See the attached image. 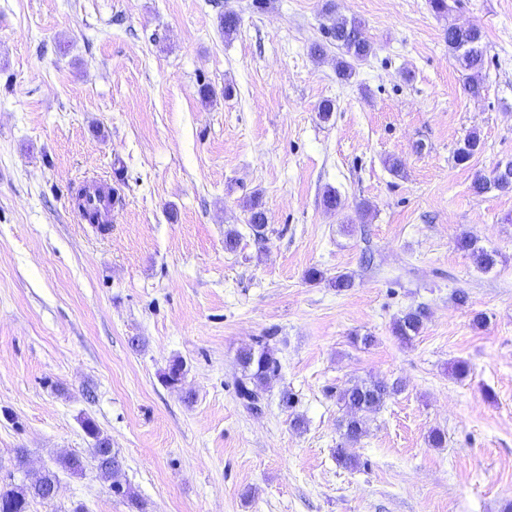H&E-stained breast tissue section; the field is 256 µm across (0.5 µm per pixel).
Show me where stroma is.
Returning a JSON list of instances; mask_svg holds the SVG:
<instances>
[{
	"instance_id": "obj_1",
	"label": "stroma",
	"mask_w": 512,
	"mask_h": 512,
	"mask_svg": "<svg viewBox=\"0 0 512 512\" xmlns=\"http://www.w3.org/2000/svg\"><path fill=\"white\" fill-rule=\"evenodd\" d=\"M329 4L374 47L347 82L336 47L310 52ZM448 6L0 0V479L58 473L56 497L29 512H131L95 465L57 470L87 453L86 416L144 512H507L512 192L472 180L512 162V0ZM452 24L484 31L480 97L448 50ZM473 133L482 151L457 164ZM91 180L120 198L105 235L74 208ZM329 189L342 210L324 208ZM255 191L260 240L244 207ZM465 232L498 252L492 270L459 248ZM313 267L323 281L306 280ZM341 273L352 287L331 286ZM420 306L421 333L401 341L394 321ZM262 343L281 369L255 413L236 357ZM176 359L185 375L169 386ZM358 380L402 390L347 469L337 395Z\"/></svg>"
}]
</instances>
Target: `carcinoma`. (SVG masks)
I'll return each instance as SVG.
<instances>
[{"label":"carcinoma","instance_id":"carcinoma-1","mask_svg":"<svg viewBox=\"0 0 512 512\" xmlns=\"http://www.w3.org/2000/svg\"><path fill=\"white\" fill-rule=\"evenodd\" d=\"M330 25L325 27L326 38L341 49L342 57L336 63V73L340 80L347 82L355 74L354 63L367 58L372 52V45L367 42L361 32V22L347 20L335 14L333 6L326 8ZM448 50L452 52L459 65L470 72V81L465 86L466 91L473 97L481 95L482 84L480 74L485 63L484 33L481 27L470 25L448 27ZM483 148L480 137L473 133L460 146L455 154L456 162L468 163ZM477 193L491 189L500 192H512V183H498L491 176L478 173L472 184ZM91 190L80 189L76 193L75 202L83 218L94 223L100 220L99 214L90 205ZM249 213L248 224L255 235L261 239L267 223V217L259 194L251 195L246 205ZM460 247L471 252L476 264L484 269L494 268L498 262V253L477 244V240L468 234L459 238ZM427 319V311L423 307L410 310L397 318L393 323V333L402 341H410L421 332ZM237 361L242 367L243 378L237 383L239 399L246 405L257 394V388L265 385L281 368L280 362L272 348L264 345L257 349L246 348L239 352ZM185 367L182 361L176 359L169 364L163 373V380L170 386L181 383ZM401 390V385H387L381 381L356 382L339 392L338 401L346 410V415L338 423L342 438L346 442L356 444L367 433L370 415L376 413L386 400ZM86 435L92 440L89 448V458L96 465L99 477L104 481L113 480L116 455L112 453L110 439L103 434L97 423L87 417L82 420ZM59 467L72 474L81 475L86 469V457L77 453L63 455L58 461ZM57 486L53 475H44L30 483L13 485L11 483L0 488V512H28L30 501L53 499V489ZM114 494L128 502V505L143 512V505L138 496L128 485H112Z\"/></svg>","mask_w":512,"mask_h":512}]
</instances>
